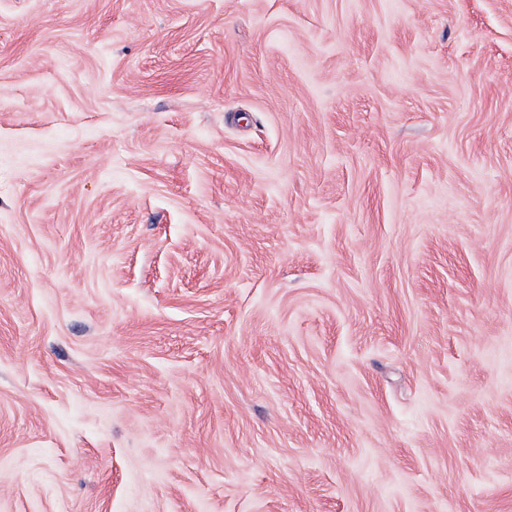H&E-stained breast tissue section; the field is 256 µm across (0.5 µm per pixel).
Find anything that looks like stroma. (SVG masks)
<instances>
[{"label": "stroma", "instance_id": "stroma-1", "mask_svg": "<svg viewBox=\"0 0 512 512\" xmlns=\"http://www.w3.org/2000/svg\"><path fill=\"white\" fill-rule=\"evenodd\" d=\"M0 512H512V0H0Z\"/></svg>", "mask_w": 512, "mask_h": 512}]
</instances>
